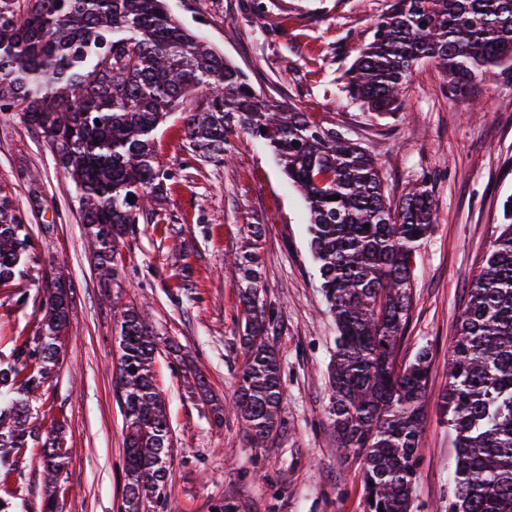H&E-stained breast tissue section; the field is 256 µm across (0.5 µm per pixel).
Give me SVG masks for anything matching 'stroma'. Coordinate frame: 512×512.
<instances>
[{"instance_id": "stroma-1", "label": "stroma", "mask_w": 512, "mask_h": 512, "mask_svg": "<svg viewBox=\"0 0 512 512\" xmlns=\"http://www.w3.org/2000/svg\"><path fill=\"white\" fill-rule=\"evenodd\" d=\"M393 0H169L172 15L238 65L261 94L336 127L376 162L389 197L428 180L436 227L417 257L413 305L399 351L431 353L414 512H448L454 434L440 397L448 355L472 277L512 211V73L480 77L451 94L446 76L421 65L402 106L380 117L352 100L346 74ZM221 165L185 166L184 120L173 112L155 136L173 174L164 224L140 225L122 247L123 269L103 283L79 218L78 197L40 134L0 118V182L38 241L35 277L62 279L69 306L65 357L35 402L42 424L60 420L70 448L60 482L63 512H120L125 495L126 420L117 396L118 333L109 300L141 306L159 343L152 373L170 428L171 464L151 512H362L360 461L336 452L327 367L336 322L320 288L306 203L265 144L230 133ZM259 240L264 298L279 309L271 334L282 367L285 425L272 448L252 447L239 421L215 426L211 407L184 376L199 370L230 400L243 363L239 284L226 254L247 227ZM38 315L0 289V353L31 335ZM43 449H23L4 478L19 512H40Z\"/></svg>"}]
</instances>
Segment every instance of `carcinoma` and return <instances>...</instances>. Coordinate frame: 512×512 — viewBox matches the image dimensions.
Instances as JSON below:
<instances>
[{
    "mask_svg": "<svg viewBox=\"0 0 512 512\" xmlns=\"http://www.w3.org/2000/svg\"><path fill=\"white\" fill-rule=\"evenodd\" d=\"M429 62L448 76L453 94L469 92L484 74L512 72V0H394L350 68L346 91L373 112L393 113L414 70ZM197 91L183 116L188 154L224 161L234 128L268 144L303 195L338 332L328 409L338 450L362 461L363 512H411L431 360L421 349L400 365L397 351L412 310L415 258L435 223L430 183L391 202L369 154L308 113L261 99L240 68L179 23L167 0H0V115L41 134L69 175L106 279L117 275L120 247L137 225L163 221L159 205L171 175L155 153L154 132ZM333 195L339 199L327 200ZM260 237V226H251L232 259L244 364L232 405L218 403L214 414L220 422L226 413L236 417L252 446L266 449L284 421L285 397L269 341L279 312L264 302ZM34 258L27 224L0 183V288L28 301ZM35 287L42 293L37 329L0 356L6 475L19 452L43 437L30 425L31 401L59 363L68 322L61 280ZM112 317L127 422L124 512H149L170 460L166 408L152 374L157 342L134 303L112 305ZM441 407L455 433L448 512H512V224L501 225L473 276ZM43 438L42 512H60L69 449L55 422Z\"/></svg>",
    "mask_w": 512,
    "mask_h": 512,
    "instance_id": "obj_1",
    "label": "carcinoma"
}]
</instances>
